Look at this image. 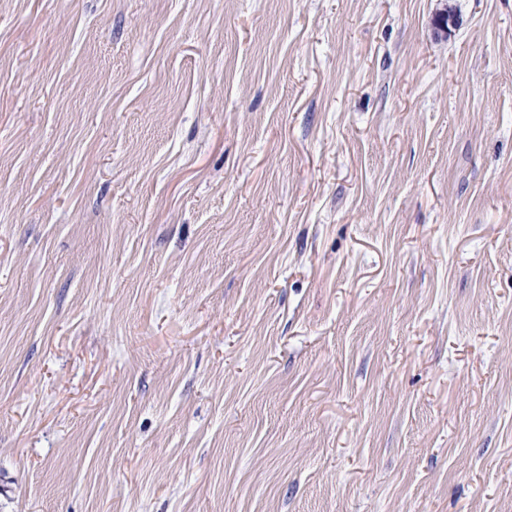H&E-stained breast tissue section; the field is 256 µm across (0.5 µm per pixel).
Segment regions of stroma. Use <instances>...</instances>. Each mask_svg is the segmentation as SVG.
Segmentation results:
<instances>
[{
	"mask_svg": "<svg viewBox=\"0 0 512 512\" xmlns=\"http://www.w3.org/2000/svg\"><path fill=\"white\" fill-rule=\"evenodd\" d=\"M0 512H512V0H0Z\"/></svg>",
	"mask_w": 512,
	"mask_h": 512,
	"instance_id": "obj_1",
	"label": "stroma"
}]
</instances>
